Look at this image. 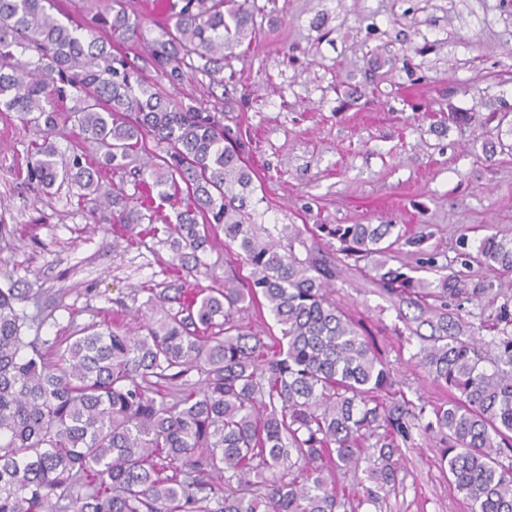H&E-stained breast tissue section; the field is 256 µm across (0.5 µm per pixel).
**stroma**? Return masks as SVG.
I'll return each instance as SVG.
<instances>
[{"label":"stroma","instance_id":"stroma-1","mask_svg":"<svg viewBox=\"0 0 512 512\" xmlns=\"http://www.w3.org/2000/svg\"><path fill=\"white\" fill-rule=\"evenodd\" d=\"M251 28L222 82L192 67L162 89L219 116L255 173L263 224L397 225L391 264L431 281L465 271L478 294L448 309L492 343L512 274L461 262L486 235L512 237V0H254ZM40 139L0 111V284L25 292L27 334L50 356L118 304L164 288L172 252L90 221L66 184L29 189L16 171ZM370 272L345 268L337 300L364 323L405 398L447 399L414 358L430 332L419 309L391 302ZM401 450L379 505L363 501V469L338 472L359 512H470L433 442L416 432Z\"/></svg>","mask_w":512,"mask_h":512}]
</instances>
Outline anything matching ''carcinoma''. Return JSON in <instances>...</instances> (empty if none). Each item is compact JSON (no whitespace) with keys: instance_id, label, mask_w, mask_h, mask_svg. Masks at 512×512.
Instances as JSON below:
<instances>
[{"instance_id":"carcinoma-1","label":"carcinoma","mask_w":512,"mask_h":512,"mask_svg":"<svg viewBox=\"0 0 512 512\" xmlns=\"http://www.w3.org/2000/svg\"><path fill=\"white\" fill-rule=\"evenodd\" d=\"M154 8L163 18L149 39L132 0H103L94 22L110 32L106 41L57 0H0V111L51 133L71 96L69 120L103 149L97 160L82 152L61 165L46 138L27 157L25 180L38 190L68 184L90 215L111 213L130 237L138 228L164 235L176 274L148 289L138 326L83 328L51 362L39 337L26 336L16 284L0 286V512H53L55 499L72 512H357L330 473L364 462L384 489L414 424L438 440L471 512H512V467L500 461L512 451V304L499 307L489 357L474 327L448 312V298L467 293L462 272L433 282L388 266L396 225L257 223L251 167L220 120L149 78L175 85L195 56L223 81L225 52L252 23L250 0ZM129 42L146 44L141 61L129 57ZM149 142L157 151L127 195L115 179ZM167 203L178 206L173 221ZM324 231L345 257L370 263L390 299L429 314L416 358L450 399L429 412L377 401L395 380L333 298L340 269L324 258ZM220 234L248 274L186 284L184 272L209 274L204 255ZM478 256L512 273V238L484 237ZM250 307L267 308L281 336L244 327L238 315Z\"/></svg>"}]
</instances>
